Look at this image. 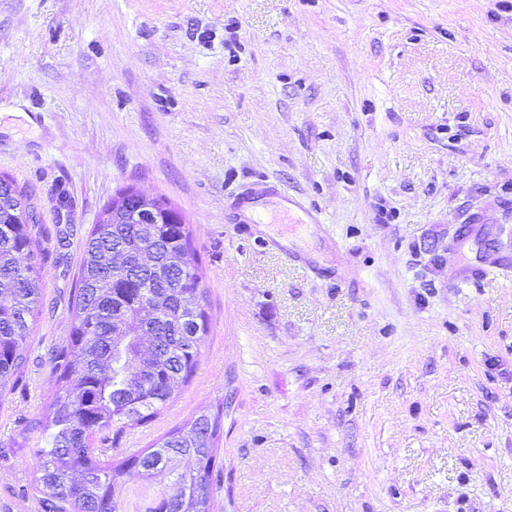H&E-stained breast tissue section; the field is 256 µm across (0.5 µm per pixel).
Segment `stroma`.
<instances>
[{
    "label": "stroma",
    "mask_w": 512,
    "mask_h": 512,
    "mask_svg": "<svg viewBox=\"0 0 512 512\" xmlns=\"http://www.w3.org/2000/svg\"><path fill=\"white\" fill-rule=\"evenodd\" d=\"M1 175L44 289L0 402V512H44L13 442L130 184L190 224L210 333L113 459L220 405L215 512H512V277L480 274L512 253V0H0ZM262 180L322 225L237 223ZM474 213L491 231L454 250Z\"/></svg>",
    "instance_id": "35a3bbf8"
}]
</instances>
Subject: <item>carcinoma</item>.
<instances>
[{
  "label": "carcinoma",
  "mask_w": 512,
  "mask_h": 512,
  "mask_svg": "<svg viewBox=\"0 0 512 512\" xmlns=\"http://www.w3.org/2000/svg\"><path fill=\"white\" fill-rule=\"evenodd\" d=\"M25 191L0 176V399L27 360L42 295L41 229L26 212ZM132 188L112 198L82 243L79 278L69 300L67 344L51 363L56 392L48 414L28 422L14 442L33 448L43 466L36 479L45 512H115L117 490L130 480L168 477L175 497L160 493L134 512H213V484L224 417L220 406L174 429L118 463L107 458L112 435L159 413L194 374L210 330L200 288V259L190 225L128 224ZM142 249L157 265L133 275L112 261ZM187 269L184 285L175 277ZM197 293L185 310L180 297ZM152 337L150 355L139 340Z\"/></svg>",
  "instance_id": "carcinoma-1"
}]
</instances>
